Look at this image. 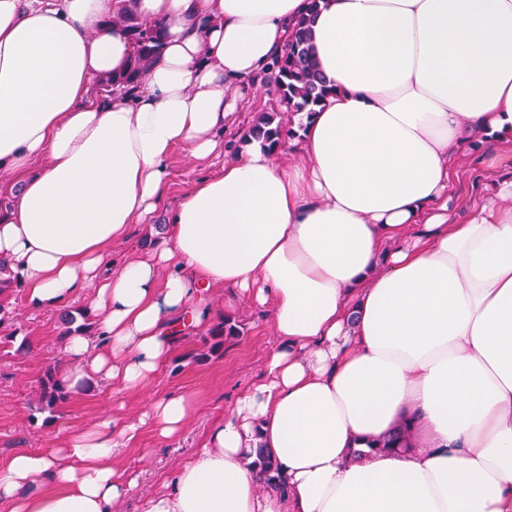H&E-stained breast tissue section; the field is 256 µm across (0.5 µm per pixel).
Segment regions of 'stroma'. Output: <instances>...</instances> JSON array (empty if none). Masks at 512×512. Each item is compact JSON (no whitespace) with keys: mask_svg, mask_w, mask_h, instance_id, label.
<instances>
[{"mask_svg":"<svg viewBox=\"0 0 512 512\" xmlns=\"http://www.w3.org/2000/svg\"><path fill=\"white\" fill-rule=\"evenodd\" d=\"M507 174H512V142L469 151L453 181L459 215H466L483 198L486 186ZM215 305L219 317L230 319L238 334L217 349L206 330L188 331L168 365L148 385V392L156 396H187L192 410L177 438L162 440L144 426L120 450L118 468L138 477L120 512H141L143 500L201 447L211 423L241 389L260 376L276 344L265 309L229 289L216 298ZM5 306L9 320L0 332L14 334L16 340L0 344V463L18 451L58 447L71 429L92 426L105 413L121 420L137 416L142 403L139 393L111 399L102 384L71 394L55 412L39 411L36 399L44 374L50 369L63 372L67 361L60 315L32 310L22 289L12 292Z\"/></svg>","mask_w":512,"mask_h":512,"instance_id":"35a3bbf8","label":"stroma"}]
</instances>
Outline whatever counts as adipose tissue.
Here are the masks:
<instances>
[{"mask_svg":"<svg viewBox=\"0 0 512 512\" xmlns=\"http://www.w3.org/2000/svg\"><path fill=\"white\" fill-rule=\"evenodd\" d=\"M120 0H0V259L35 310L85 295L65 379L141 389L224 288L267 306L278 346L142 512H512V180L448 204L470 142L512 138V0H321L332 91L273 160L241 142L249 86L309 0H136L163 50L130 94L93 96L132 44ZM186 150L206 168L154 247L114 261ZM181 394L0 464L9 512H115L138 428L179 435ZM404 440L402 450L384 439ZM267 449L271 483L252 466Z\"/></svg>","mask_w":512,"mask_h":512,"instance_id":"ef3b65f1","label":"adipose tissue"}]
</instances>
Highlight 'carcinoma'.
<instances>
[{
    "label": "carcinoma",
    "instance_id": "obj_1",
    "mask_svg": "<svg viewBox=\"0 0 512 512\" xmlns=\"http://www.w3.org/2000/svg\"><path fill=\"white\" fill-rule=\"evenodd\" d=\"M118 20L127 28L133 54L128 68L118 75L105 79L101 91L111 94L117 90H131L140 83L142 73L161 52L162 37L157 25L143 19L133 8L135 0H122ZM270 83L280 102L291 112H312L327 93V86L320 73L311 39L310 20L304 19L296 26L288 47L270 71ZM278 113H265L254 125L251 136L275 143L282 122L276 121ZM69 397V391L57 374L49 370L42 382L38 406L41 410L55 411Z\"/></svg>",
    "mask_w": 512,
    "mask_h": 512
}]
</instances>
